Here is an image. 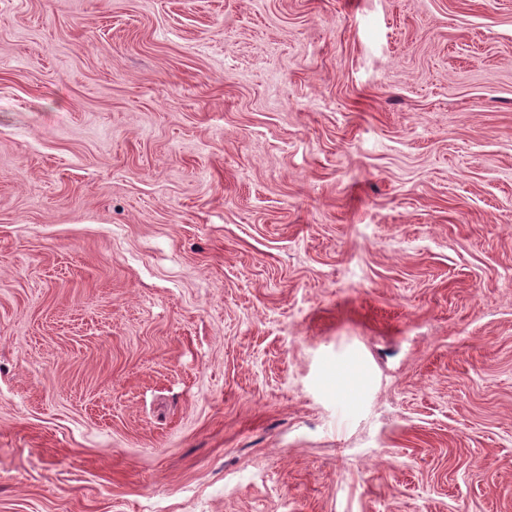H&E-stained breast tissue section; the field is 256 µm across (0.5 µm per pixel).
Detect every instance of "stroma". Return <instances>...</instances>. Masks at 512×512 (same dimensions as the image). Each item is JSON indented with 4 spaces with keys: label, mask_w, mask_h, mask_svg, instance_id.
<instances>
[{
    "label": "stroma",
    "mask_w": 512,
    "mask_h": 512,
    "mask_svg": "<svg viewBox=\"0 0 512 512\" xmlns=\"http://www.w3.org/2000/svg\"><path fill=\"white\" fill-rule=\"evenodd\" d=\"M0 512H512V0H0Z\"/></svg>",
    "instance_id": "35a3bbf8"
}]
</instances>
